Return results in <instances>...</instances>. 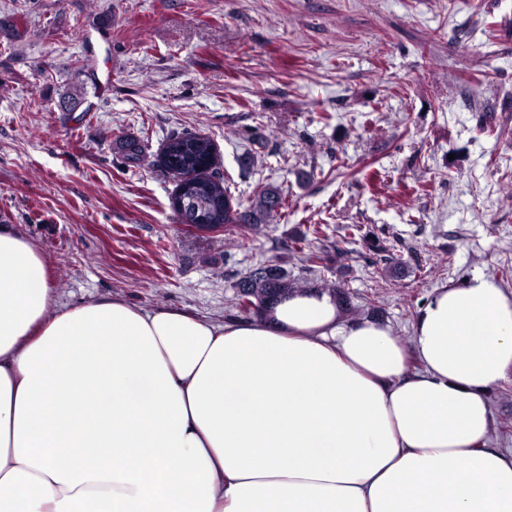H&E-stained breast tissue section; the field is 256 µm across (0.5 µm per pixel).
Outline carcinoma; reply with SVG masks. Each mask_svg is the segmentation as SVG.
Returning <instances> with one entry per match:
<instances>
[{"mask_svg": "<svg viewBox=\"0 0 512 512\" xmlns=\"http://www.w3.org/2000/svg\"><path fill=\"white\" fill-rule=\"evenodd\" d=\"M160 165L178 178L176 191L188 188L185 207L177 210L183 224H208L218 228L225 224H260L272 213L283 208L278 189L261 190L252 207L245 212L232 208L230 190L215 172L216 154L211 140L200 134L185 133L171 137L164 147ZM262 274L252 270L235 287L246 285L248 292L237 293V304L245 310L255 306L261 311L268 307L275 295L294 291L288 274L276 264L260 267Z\"/></svg>", "mask_w": 512, "mask_h": 512, "instance_id": "carcinoma-1", "label": "carcinoma"}]
</instances>
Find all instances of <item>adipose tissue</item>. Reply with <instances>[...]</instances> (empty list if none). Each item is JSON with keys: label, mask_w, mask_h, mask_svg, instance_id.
I'll return each mask as SVG.
<instances>
[{"label": "adipose tissue", "mask_w": 512, "mask_h": 512, "mask_svg": "<svg viewBox=\"0 0 512 512\" xmlns=\"http://www.w3.org/2000/svg\"><path fill=\"white\" fill-rule=\"evenodd\" d=\"M512 292L435 289L412 344L316 289L256 320L57 306L0 224V512H512L486 445Z\"/></svg>", "instance_id": "adipose-tissue-1"}]
</instances>
